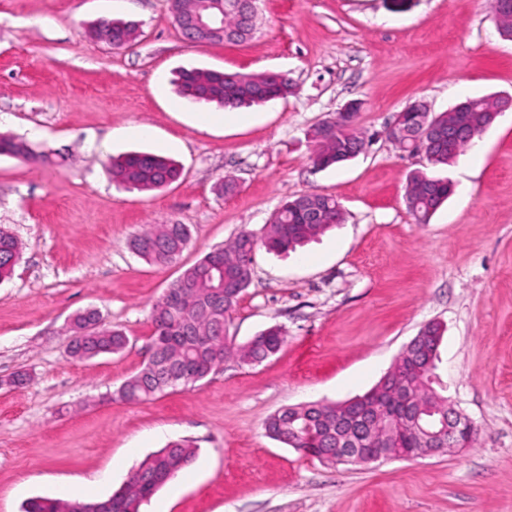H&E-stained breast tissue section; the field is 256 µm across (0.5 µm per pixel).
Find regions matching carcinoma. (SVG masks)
<instances>
[{
  "mask_svg": "<svg viewBox=\"0 0 512 512\" xmlns=\"http://www.w3.org/2000/svg\"><path fill=\"white\" fill-rule=\"evenodd\" d=\"M257 0H224V27L237 33L236 42L252 38L255 25L250 17L257 16ZM111 26L112 44L124 47L134 43L139 27L124 20L102 19L97 25ZM180 96L198 102L214 103L226 109H236L286 98L294 86L287 75L273 72L241 73L205 69L183 70L177 81ZM493 106V98H469L452 107L453 116L461 120L467 115L483 113ZM400 126L409 129L440 127L443 132L428 147L426 160L433 166H447L466 149L465 141L448 145V113H435L422 102L403 109ZM317 145L313 161L328 168L341 165L364 148L365 138L356 126V113H337L322 122L313 132ZM12 155L25 161L34 158L31 148L0 134V155ZM181 174L177 162L150 152H135L112 161V177L127 189L151 191L176 181ZM453 193L445 179L424 172L413 173L408 181L404 201L407 210L420 224H425ZM343 220L341 204L332 195L307 193L284 200L274 212L270 223L260 232L242 231L224 245L212 249L194 264L186 267L162 296L153 304L151 320L154 333L150 353L157 358L155 368L149 364L128 377L115 391L122 401L139 403L169 390L163 385L170 372H179L193 385L207 378L221 365L231 361L239 364L261 363L279 352L287 340V331L271 326L243 345L229 336L231 315L241 296L252 282V265L243 264L260 244L269 251L293 250ZM192 238L187 224L149 225L130 240V249L146 262L166 267L179 261ZM21 246L8 231L0 228V279L14 270L20 259ZM102 315L97 310H85L72 320L74 332L83 336L73 356L90 359L118 353L129 343L127 336L104 325L87 332L92 320ZM394 377L404 379L405 389L414 405L431 410L422 414L416 428L400 431L391 418L380 426L365 429L344 417L352 409L347 402H315L285 407L264 422L268 437L323 463L334 465L336 442L357 441L362 448L382 443L387 448H419L429 431L441 426L448 415V397L435 388V374L422 364L412 374L402 369V357L395 361ZM195 457V448L187 440L168 443L148 455L133 467L124 484L106 500L112 502V512H141L155 493ZM90 504L83 499L63 500L37 497L27 503L25 512H80Z\"/></svg>",
  "mask_w": 512,
  "mask_h": 512,
  "instance_id": "1",
  "label": "carcinoma"
}]
</instances>
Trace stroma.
I'll return each mask as SVG.
<instances>
[{"instance_id":"obj_1","label":"stroma","mask_w":512,"mask_h":512,"mask_svg":"<svg viewBox=\"0 0 512 512\" xmlns=\"http://www.w3.org/2000/svg\"><path fill=\"white\" fill-rule=\"evenodd\" d=\"M101 18L137 21L138 41L95 42ZM191 68L282 72L296 92L251 106L248 124L207 126L198 115L216 104L174 85ZM500 95H512V41L490 0H260L250 41L207 46L184 42L168 0H0V131L37 156L0 155V227L22 244L0 280V379L27 375L0 388V512L65 486L107 496L177 439L196 457L143 512H512V111L447 166L383 134L414 101L443 112ZM354 102L370 145L316 167L314 128ZM141 124L149 136L128 134ZM134 151L175 159L181 178L119 187L111 161ZM418 170L455 186L425 224L404 202ZM309 192L335 196L343 222L288 254L257 247L230 324L239 343L284 327L280 352L149 401L112 399L147 360L151 307L180 266ZM172 221L192 229L179 266L130 251L145 225ZM85 309L128 347L70 357L65 327ZM431 321L444 329L440 383L481 429L474 447L329 466L266 436L281 408L369 391Z\"/></svg>"}]
</instances>
